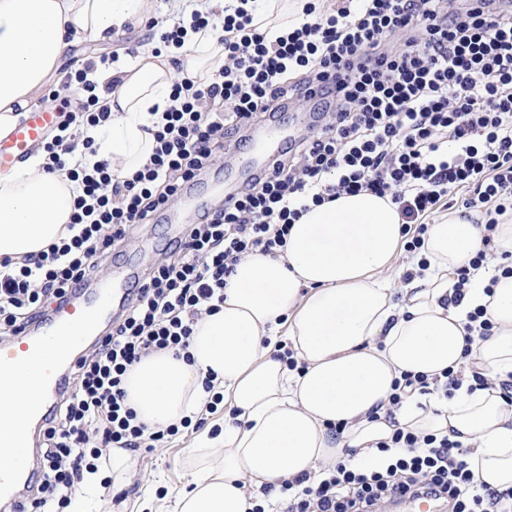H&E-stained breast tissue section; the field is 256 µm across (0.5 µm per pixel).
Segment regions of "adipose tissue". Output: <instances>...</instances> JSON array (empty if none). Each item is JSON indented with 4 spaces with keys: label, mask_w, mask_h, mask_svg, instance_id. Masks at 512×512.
Listing matches in <instances>:
<instances>
[{
    "label": "adipose tissue",
    "mask_w": 512,
    "mask_h": 512,
    "mask_svg": "<svg viewBox=\"0 0 512 512\" xmlns=\"http://www.w3.org/2000/svg\"><path fill=\"white\" fill-rule=\"evenodd\" d=\"M148 16L147 0H0V136L56 78L71 45L90 34L120 35L132 19ZM177 56L175 67L145 45L134 64L99 69L98 79L115 82L107 96L112 119L84 129L92 148L76 146L72 164L106 161L129 175L146 162L154 114L170 106L174 83L218 71L224 46L204 29ZM43 165L34 158L0 174V258L22 261L66 232L78 191ZM402 224L390 197L369 192L311 207L292 225L284 257L239 261L223 304L196 320L187 357L157 351L129 371L126 402L149 427L204 410L208 376L237 412L218 436L202 437L190 488L172 512H249L260 487L303 474L314 482L339 462L382 461L378 444L390 439L396 421L473 446L476 479L512 486V407L499 389H471L468 377L512 373V276L495 277L489 266L473 270L462 301L450 303L448 278L468 265L482 235L481 225L457 212L429 225L427 268L395 291L381 275ZM479 306L495 333L471 340L466 316ZM283 333L303 372L275 357ZM451 367L467 374L452 397L432 396L422 409L413 394L390 412L393 382L403 373L435 377ZM38 394L32 368L0 384V464L16 461L15 440Z\"/></svg>",
    "instance_id": "adipose-tissue-1"
}]
</instances>
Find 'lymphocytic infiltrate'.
I'll return each mask as SVG.
<instances>
[{"label": "lymphocytic infiltrate", "instance_id": "lymphocytic-infiltrate-1", "mask_svg": "<svg viewBox=\"0 0 512 512\" xmlns=\"http://www.w3.org/2000/svg\"><path fill=\"white\" fill-rule=\"evenodd\" d=\"M248 3L237 0L220 17L194 10L170 25L148 20L163 51L181 48L188 31H216L224 65L206 81L174 85L172 106L154 124L152 152L133 174L105 161L72 168L58 151L64 132L111 117L82 71L76 80L86 100L63 110L43 145L45 170L80 193L65 237L22 262L0 259V328L14 335L93 275L115 241L206 172L226 142L298 100L317 102L330 116L204 213L175 244L172 260L131 289L44 431L41 495L27 512H67L104 449L151 448L204 426L201 417L164 429L137 422L125 403V376L151 352L186 351L196 317L223 303L235 265L254 253L283 254L291 225L310 206L343 194L390 196L404 220L403 248L424 268L426 219L460 195L462 208L484 213L486 222L484 249L455 271L457 301L512 212L511 8L495 0H468L459 9L448 0H338L321 13L306 0L299 26L262 30ZM396 32L404 39L399 49L388 42ZM93 432L99 445L90 443ZM393 448L398 454L385 468L340 463L315 483L287 480L275 500L255 502L250 512H378L399 492L446 498L452 512H512V488L477 482L472 451L461 443L398 425L379 445Z\"/></svg>", "mask_w": 512, "mask_h": 512}]
</instances>
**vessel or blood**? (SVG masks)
Instances as JSON below:
<instances>
[{
    "label": "vessel or blood",
    "mask_w": 512,
    "mask_h": 512,
    "mask_svg": "<svg viewBox=\"0 0 512 512\" xmlns=\"http://www.w3.org/2000/svg\"><path fill=\"white\" fill-rule=\"evenodd\" d=\"M59 116L55 108L28 113L6 137L0 138V169L13 168L29 157L57 125ZM136 278V272L122 269L115 271L107 282L89 279L58 309L55 317L23 331V344L0 346L1 380L14 377L31 362L40 365L41 391L32 407L33 416L42 421L47 419L65 388L68 374L82 356L92 326L109 316L115 305L125 301V289ZM18 459L16 465L0 467L1 502L17 503L22 486L35 482L41 475L40 455L30 441L20 443Z\"/></svg>",
    "instance_id": "vessel-or-blood-1"
}]
</instances>
